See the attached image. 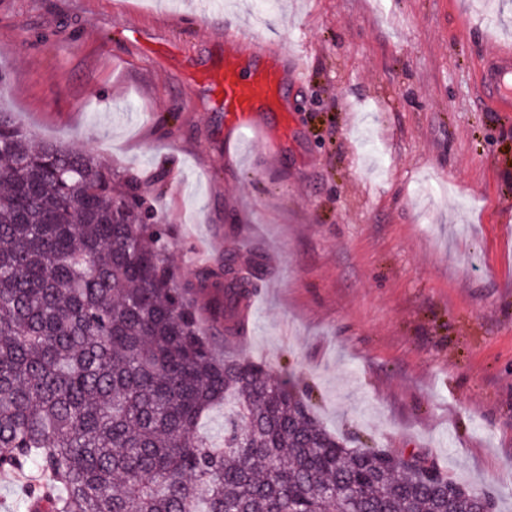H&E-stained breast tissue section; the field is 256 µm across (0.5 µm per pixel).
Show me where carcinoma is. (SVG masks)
I'll return each mask as SVG.
<instances>
[{"label": "carcinoma", "instance_id": "1", "mask_svg": "<svg viewBox=\"0 0 512 512\" xmlns=\"http://www.w3.org/2000/svg\"><path fill=\"white\" fill-rule=\"evenodd\" d=\"M169 227L98 155L0 110V471L26 512H481L486 491L411 455L350 448L312 392L220 350L258 269L179 286ZM224 407L219 443L201 431ZM453 483L447 496L443 487Z\"/></svg>", "mask_w": 512, "mask_h": 512}]
</instances>
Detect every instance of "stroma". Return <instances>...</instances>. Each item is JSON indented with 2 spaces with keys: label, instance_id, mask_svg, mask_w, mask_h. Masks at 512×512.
I'll use <instances>...</instances> for the list:
<instances>
[{
  "label": "stroma",
  "instance_id": "1",
  "mask_svg": "<svg viewBox=\"0 0 512 512\" xmlns=\"http://www.w3.org/2000/svg\"><path fill=\"white\" fill-rule=\"evenodd\" d=\"M268 37L288 115L239 140L210 82ZM512 0H0V109L138 180L178 280L262 279L241 353L313 392L350 447L425 455L512 512V113L477 105ZM226 36L232 39L235 43L244 44L251 43L257 52L266 51V47L270 44L267 41H262L259 36L249 28L242 25L234 24L226 27Z\"/></svg>",
  "mask_w": 512,
  "mask_h": 512
}]
</instances>
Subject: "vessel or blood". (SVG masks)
Segmentation results:
<instances>
[{
  "label": "vessel or blood",
  "instance_id": "vessel-or-blood-1",
  "mask_svg": "<svg viewBox=\"0 0 512 512\" xmlns=\"http://www.w3.org/2000/svg\"><path fill=\"white\" fill-rule=\"evenodd\" d=\"M218 85L223 93L224 114L242 132L254 126L257 112L285 110L284 78L276 62L245 71L235 57L224 59ZM477 95L484 108L512 112V44L487 51L476 72Z\"/></svg>",
  "mask_w": 512,
  "mask_h": 512
}]
</instances>
